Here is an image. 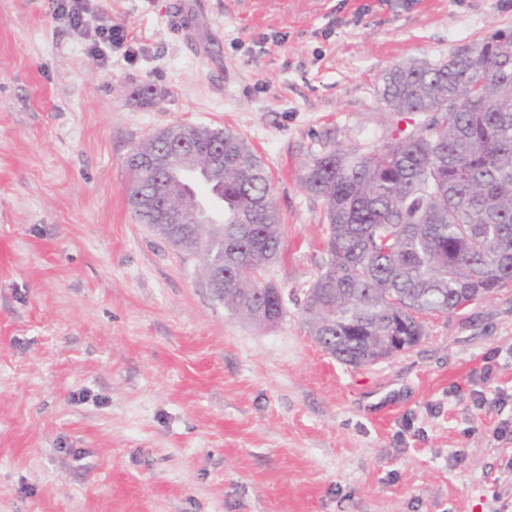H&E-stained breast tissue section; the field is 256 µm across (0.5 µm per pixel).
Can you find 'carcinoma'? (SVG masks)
I'll list each match as a JSON object with an SVG mask.
<instances>
[{"mask_svg": "<svg viewBox=\"0 0 512 512\" xmlns=\"http://www.w3.org/2000/svg\"><path fill=\"white\" fill-rule=\"evenodd\" d=\"M382 99L422 120L370 150L332 145L300 178L327 224L325 260L305 293L302 321L351 367L393 355L394 336L411 349L425 336V317L453 314L512 282V29L439 61L393 66ZM185 129L167 128L172 158L161 172L134 163L154 149L155 136L129 153L134 216L166 239L161 212L140 200L176 202L194 225L186 251L205 253L207 273L224 265L217 300L259 323L277 322L287 312L279 288L258 279L284 235L267 171L239 134L197 128L186 147L224 197V223H197V194L172 174Z\"/></svg>", "mask_w": 512, "mask_h": 512, "instance_id": "cac0c4a2", "label": "carcinoma"}]
</instances>
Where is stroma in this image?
<instances>
[{
	"label": "stroma",
	"instance_id": "1",
	"mask_svg": "<svg viewBox=\"0 0 512 512\" xmlns=\"http://www.w3.org/2000/svg\"><path fill=\"white\" fill-rule=\"evenodd\" d=\"M53 9L0 0V512H512V284L343 365L302 323L326 224L299 180L400 126L391 67L512 28V0H90L80 30ZM103 18L134 56L91 57ZM177 124L235 130L270 175L278 322L134 218L126 158Z\"/></svg>",
	"mask_w": 512,
	"mask_h": 512
}]
</instances>
